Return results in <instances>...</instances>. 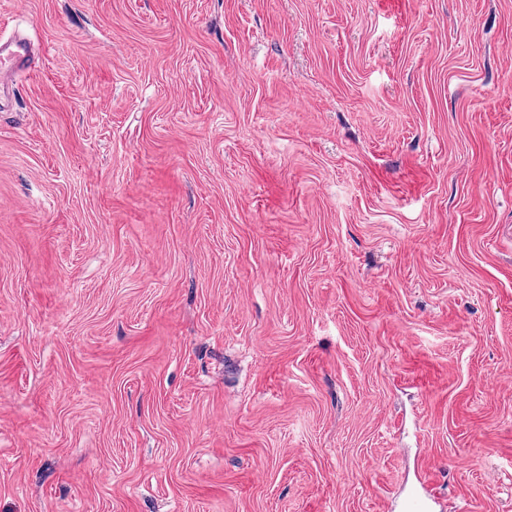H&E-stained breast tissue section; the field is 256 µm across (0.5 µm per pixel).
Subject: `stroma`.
Here are the masks:
<instances>
[{
    "label": "stroma",
    "instance_id": "35a3bbf8",
    "mask_svg": "<svg viewBox=\"0 0 512 512\" xmlns=\"http://www.w3.org/2000/svg\"><path fill=\"white\" fill-rule=\"evenodd\" d=\"M0 512H512V0H0ZM30 56V45L21 37L0 41V66L7 65L8 69L23 68Z\"/></svg>",
    "mask_w": 512,
    "mask_h": 512
}]
</instances>
